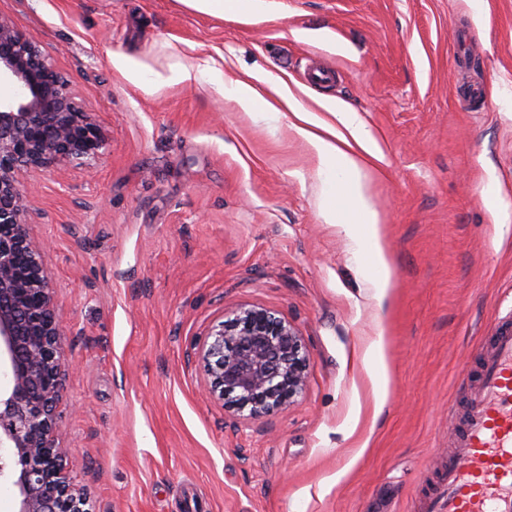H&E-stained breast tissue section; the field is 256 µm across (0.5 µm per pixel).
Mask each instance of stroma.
<instances>
[{"mask_svg":"<svg viewBox=\"0 0 512 512\" xmlns=\"http://www.w3.org/2000/svg\"><path fill=\"white\" fill-rule=\"evenodd\" d=\"M0 0L107 140L35 173L66 465L95 512H421L486 338L512 313V0ZM194 79L143 89L114 57ZM334 83L308 84L311 63ZM341 99L383 150L370 190L391 286L322 215L333 186L287 116L198 69ZM484 96L460 103L470 86ZM246 309L298 333L303 393L252 419L210 391L205 337ZM383 341V368L367 361ZM243 0H182L188 7L213 16L224 17V12H239Z\"/></svg>","mask_w":512,"mask_h":512,"instance_id":"stroma-1","label":"stroma"}]
</instances>
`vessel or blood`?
<instances>
[{
	"instance_id": "1",
	"label": "vessel or blood",
	"mask_w": 512,
	"mask_h": 512,
	"mask_svg": "<svg viewBox=\"0 0 512 512\" xmlns=\"http://www.w3.org/2000/svg\"><path fill=\"white\" fill-rule=\"evenodd\" d=\"M491 343L429 512H512V315Z\"/></svg>"
}]
</instances>
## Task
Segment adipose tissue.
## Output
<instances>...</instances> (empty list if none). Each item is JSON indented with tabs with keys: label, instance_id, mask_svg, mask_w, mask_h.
Returning a JSON list of instances; mask_svg holds the SVG:
<instances>
[{
	"label": "adipose tissue",
	"instance_id": "adipose-tissue-1",
	"mask_svg": "<svg viewBox=\"0 0 512 512\" xmlns=\"http://www.w3.org/2000/svg\"><path fill=\"white\" fill-rule=\"evenodd\" d=\"M200 74L244 110L289 114L293 132L310 146L320 168L335 177L336 193L323 210L326 222L344 225L352 241H370V258L378 272L374 285L378 296H385L391 270L381 245V216L368 194L383 153L360 113L333 97H317L312 105H305L287 81H272L260 73L249 82L225 81L223 70L216 67L203 68ZM261 83L266 84L267 93L258 91Z\"/></svg>",
	"mask_w": 512,
	"mask_h": 512
}]
</instances>
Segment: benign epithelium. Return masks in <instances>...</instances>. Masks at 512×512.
<instances>
[{
    "label": "benign epithelium",
    "mask_w": 512,
    "mask_h": 512,
    "mask_svg": "<svg viewBox=\"0 0 512 512\" xmlns=\"http://www.w3.org/2000/svg\"><path fill=\"white\" fill-rule=\"evenodd\" d=\"M2 80L20 94L0 103V479L19 491L16 512H91L90 497L65 467L56 409L66 326L26 229L24 199L33 172L56 161L90 167L105 137L37 46L0 19ZM202 352L212 391L233 412L261 417L305 388L300 336L263 310L219 325Z\"/></svg>",
    "instance_id": "obj_1"
}]
</instances>
